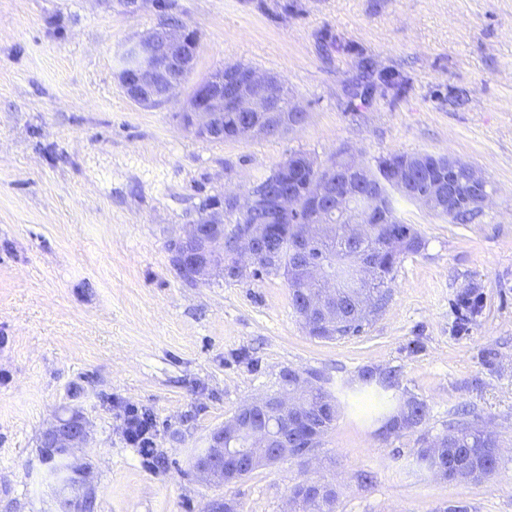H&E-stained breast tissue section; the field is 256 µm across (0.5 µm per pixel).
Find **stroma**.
I'll use <instances>...</instances> for the list:
<instances>
[{
	"label": "stroma",
	"instance_id": "35a3bbf8",
	"mask_svg": "<svg viewBox=\"0 0 512 512\" xmlns=\"http://www.w3.org/2000/svg\"><path fill=\"white\" fill-rule=\"evenodd\" d=\"M0 0V512H57L44 430L80 413L91 442L92 512H283L306 478L335 482L336 512H512V0ZM176 17L198 39L189 81L145 107L114 78L124 46ZM408 80L349 108L363 63ZM281 76L307 118L244 142H203L179 120L225 64ZM363 164L395 152L450 154L491 194L469 224L397 200L425 246L402 256L384 309L353 336H309L282 277L192 282L168 248L211 196L242 193L295 152ZM482 311L461 325L459 294ZM340 402L317 460L283 461L229 486L193 461L211 432L285 369ZM400 373L426 402L415 429L383 433L348 387ZM468 409L501 444L479 484L434 477L416 452ZM155 422L153 454L124 434Z\"/></svg>",
	"mask_w": 512,
	"mask_h": 512
}]
</instances>
